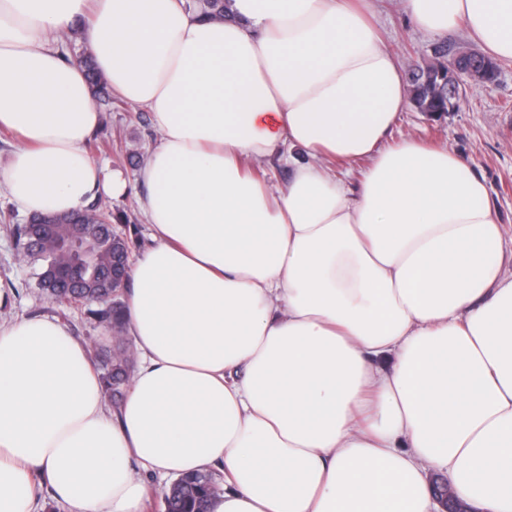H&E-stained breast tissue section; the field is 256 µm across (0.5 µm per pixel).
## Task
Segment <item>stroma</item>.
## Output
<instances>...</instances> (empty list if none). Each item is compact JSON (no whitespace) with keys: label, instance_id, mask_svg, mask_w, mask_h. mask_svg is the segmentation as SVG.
I'll use <instances>...</instances> for the list:
<instances>
[{"label":"stroma","instance_id":"1","mask_svg":"<svg viewBox=\"0 0 512 512\" xmlns=\"http://www.w3.org/2000/svg\"><path fill=\"white\" fill-rule=\"evenodd\" d=\"M374 20L386 46L405 67L431 57L434 48L443 43L472 49L478 46L463 29L442 37L415 29L399 0H375ZM96 136L101 147L94 151V159L124 170L128 162L116 160L109 142L120 141L122 148L142 156L157 140L149 113L126 102L103 112ZM405 136L448 147L470 160L484 177L502 224L512 232V60L502 61L496 82L468 84L459 111L435 115L406 108L390 139L395 142ZM40 272V262L20 257L12 238L0 229V289L5 292L0 321L20 316L61 318L72 335L84 343L91 363L105 370L112 362L115 345L111 333L89 314L87 306L63 308L48 301L38 286Z\"/></svg>","mask_w":512,"mask_h":512}]
</instances>
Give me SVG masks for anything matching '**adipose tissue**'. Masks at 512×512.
Wrapping results in <instances>:
<instances>
[{"label":"adipose tissue","instance_id":"1","mask_svg":"<svg viewBox=\"0 0 512 512\" xmlns=\"http://www.w3.org/2000/svg\"><path fill=\"white\" fill-rule=\"evenodd\" d=\"M512 57V0H401ZM0 0V187L27 216L138 184L130 385L58 320L0 325V512H143L142 474L215 470L209 512H436L450 479L512 512V260L485 180L452 150L390 142L409 103L373 0ZM113 93L158 133L135 175L85 145L101 124L59 36L81 19ZM278 158L272 186L247 161ZM365 168L352 180L356 163ZM186 8L190 11H200L210 14L215 19L229 17V0H185Z\"/></svg>","mask_w":512,"mask_h":512}]
</instances>
